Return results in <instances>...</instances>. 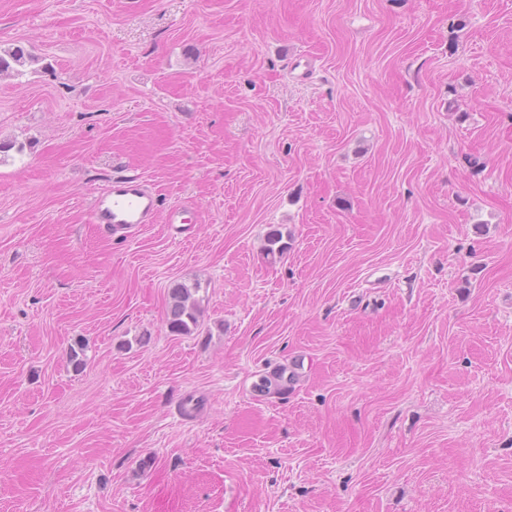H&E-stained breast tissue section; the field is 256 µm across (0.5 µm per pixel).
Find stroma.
<instances>
[{
  "instance_id": "stroma-1",
  "label": "stroma",
  "mask_w": 512,
  "mask_h": 512,
  "mask_svg": "<svg viewBox=\"0 0 512 512\" xmlns=\"http://www.w3.org/2000/svg\"><path fill=\"white\" fill-rule=\"evenodd\" d=\"M16 46L0 512H512V0H0ZM156 212V196L141 177L115 176L112 189L95 197L90 223L106 225L114 235L132 234L143 224L154 223ZM199 286L177 284L169 291V305L166 324L170 334L175 336L190 335L198 325L200 314L195 294ZM294 381L295 373L288 372V367L283 366L261 376L255 388L263 396L284 395Z\"/></svg>"
}]
</instances>
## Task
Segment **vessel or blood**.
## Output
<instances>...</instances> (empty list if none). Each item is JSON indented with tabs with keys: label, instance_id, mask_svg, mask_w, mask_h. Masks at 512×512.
Wrapping results in <instances>:
<instances>
[{
	"label": "vessel or blood",
	"instance_id": "1",
	"mask_svg": "<svg viewBox=\"0 0 512 512\" xmlns=\"http://www.w3.org/2000/svg\"><path fill=\"white\" fill-rule=\"evenodd\" d=\"M157 199L138 176H116L108 193L96 196L90 221L111 228L113 233L131 234L155 221Z\"/></svg>",
	"mask_w": 512,
	"mask_h": 512
}]
</instances>
